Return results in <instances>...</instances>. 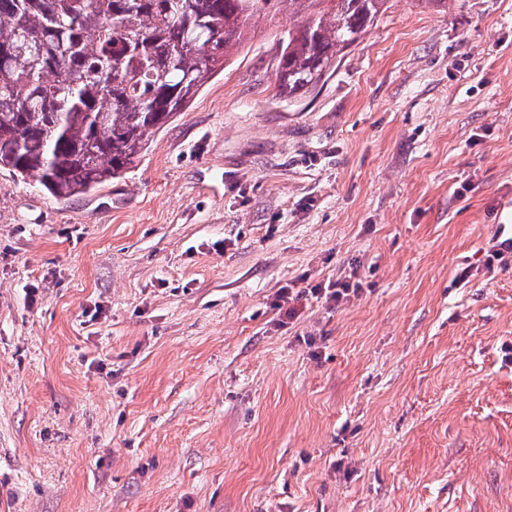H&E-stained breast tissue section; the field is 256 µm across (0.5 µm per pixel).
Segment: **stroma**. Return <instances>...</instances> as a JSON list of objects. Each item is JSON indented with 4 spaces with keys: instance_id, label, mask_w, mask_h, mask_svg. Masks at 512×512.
Instances as JSON below:
<instances>
[{
    "instance_id": "1",
    "label": "stroma",
    "mask_w": 512,
    "mask_h": 512,
    "mask_svg": "<svg viewBox=\"0 0 512 512\" xmlns=\"http://www.w3.org/2000/svg\"><path fill=\"white\" fill-rule=\"evenodd\" d=\"M292 23L122 177L0 170V512H512V0H388L287 102ZM360 289L359 285H354L353 288V285H350L346 280H336L333 288H329V286L327 288H310L308 293H310L313 298H316V300L325 299V302L333 301L334 303H338L348 297L350 291H352V293H358Z\"/></svg>"
}]
</instances>
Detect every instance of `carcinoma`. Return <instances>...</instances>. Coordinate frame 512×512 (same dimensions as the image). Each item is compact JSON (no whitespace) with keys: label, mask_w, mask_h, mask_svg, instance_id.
I'll use <instances>...</instances> for the list:
<instances>
[{"label":"carcinoma","mask_w":512,"mask_h":512,"mask_svg":"<svg viewBox=\"0 0 512 512\" xmlns=\"http://www.w3.org/2000/svg\"><path fill=\"white\" fill-rule=\"evenodd\" d=\"M388 0H0V169L61 200L119 177L278 4L276 88L314 89Z\"/></svg>","instance_id":"carcinoma-1"}]
</instances>
